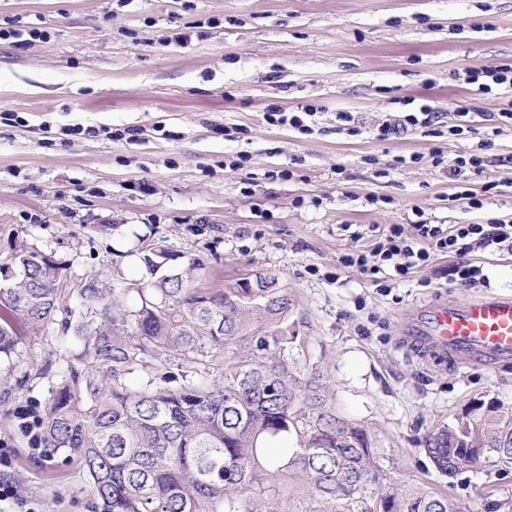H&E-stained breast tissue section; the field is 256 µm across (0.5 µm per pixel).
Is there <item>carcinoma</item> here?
Wrapping results in <instances>:
<instances>
[{
	"instance_id": "obj_1",
	"label": "carcinoma",
	"mask_w": 512,
	"mask_h": 512,
	"mask_svg": "<svg viewBox=\"0 0 512 512\" xmlns=\"http://www.w3.org/2000/svg\"><path fill=\"white\" fill-rule=\"evenodd\" d=\"M131 283L20 246L0 282V360L55 342L39 422L49 473L77 464L94 512H461L394 479L368 429L336 411L308 322L274 277L265 288L191 287L198 258L140 248ZM222 361L221 375L211 365ZM454 478L512 468V407L468 411L426 439Z\"/></svg>"
}]
</instances>
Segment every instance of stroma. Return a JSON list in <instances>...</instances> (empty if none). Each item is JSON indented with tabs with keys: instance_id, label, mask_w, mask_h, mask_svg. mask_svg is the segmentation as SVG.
Segmentation results:
<instances>
[{
	"instance_id": "35a3bbf8",
	"label": "stroma",
	"mask_w": 512,
	"mask_h": 512,
	"mask_svg": "<svg viewBox=\"0 0 512 512\" xmlns=\"http://www.w3.org/2000/svg\"><path fill=\"white\" fill-rule=\"evenodd\" d=\"M0 260L34 245L71 272L140 278L141 244L198 256L197 288L276 277L310 323L312 355L337 410L375 435L395 476L450 491L462 512H512V473L450 484L423 441L476 407H512V361L487 368L432 351L409 332L413 308L512 295V251L471 253L487 284H446L436 254L391 290L338 271L371 250L370 227L512 220V127L493 133L507 95L478 93L466 72L512 64V0H0ZM49 34L28 40L30 30ZM187 34V44L173 43ZM429 105L472 132L438 138L446 159L486 133L471 187L452 202L422 130L382 141L376 128ZM313 108L311 133L268 123L269 108ZM352 113L362 129L337 130ZM365 229L361 240L345 227ZM50 342L26 339L0 364V481L37 512H89L82 472L49 475L18 427L43 409L35 372Z\"/></svg>"
}]
</instances>
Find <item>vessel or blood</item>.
I'll list each match as a JSON object with an SVG mask.
<instances>
[{"label": "vessel or blood", "mask_w": 512, "mask_h": 512, "mask_svg": "<svg viewBox=\"0 0 512 512\" xmlns=\"http://www.w3.org/2000/svg\"><path fill=\"white\" fill-rule=\"evenodd\" d=\"M409 330L437 353L459 360L512 359V296L488 295L466 304H438L426 314H410Z\"/></svg>", "instance_id": "b4317fda"}]
</instances>
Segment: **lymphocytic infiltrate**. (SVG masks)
I'll list each match as a JSON object with an SVG mask.
<instances>
[{"label": "lymphocytic infiltrate", "instance_id": "obj_1", "mask_svg": "<svg viewBox=\"0 0 512 512\" xmlns=\"http://www.w3.org/2000/svg\"><path fill=\"white\" fill-rule=\"evenodd\" d=\"M491 139L479 141L474 152L458 155L445 162L440 146L430 153L436 164H447L450 176L458 180L481 176ZM512 250V224L492 219L483 224H431L420 220L413 224H391L378 234L370 251L354 250L342 254L341 268L353 269L380 290H388L394 280L411 278L418 269L429 265L434 253L456 259L450 269L452 281L463 285L487 282L482 267L470 262V254L478 249Z\"/></svg>", "mask_w": 512, "mask_h": 512}]
</instances>
